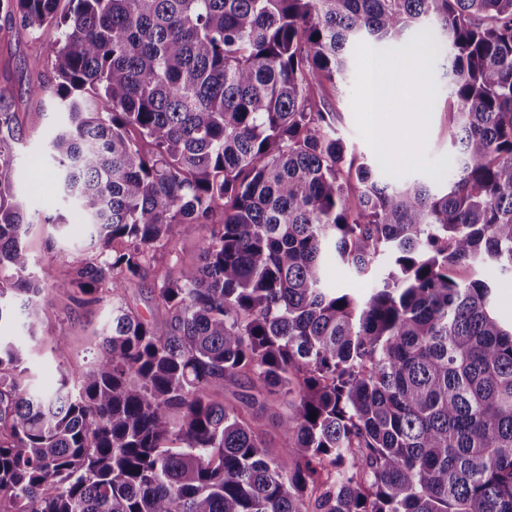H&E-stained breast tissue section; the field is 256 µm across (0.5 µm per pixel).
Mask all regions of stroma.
<instances>
[{"label": "stroma", "instance_id": "obj_1", "mask_svg": "<svg viewBox=\"0 0 512 512\" xmlns=\"http://www.w3.org/2000/svg\"><path fill=\"white\" fill-rule=\"evenodd\" d=\"M58 32L45 28L37 32L23 29L0 14V93L11 97L19 112L25 139L15 150L13 182L15 191L28 197L32 224L21 243L37 267H51L56 278L69 274L73 263L84 258L87 229L77 217H70L66 228L45 223L55 206L46 192L33 189L34 181L49 182L45 169L30 161L43 149V142L58 120L52 92L31 96L32 84L49 87L54 82V48ZM391 61L397 74L414 73L415 80L405 88L400 109L387 115L391 134L399 136L401 149L395 162L383 160L384 146L365 116L363 90L370 55ZM349 72L336 85H325L327 106L337 114L336 134L348 150L371 164L378 177L387 182L421 181L431 186L443 184L457 157L448 136L447 61L443 54L426 49L418 36L395 47L377 46L364 41L350 46ZM422 111L425 122L408 128L403 116ZM111 303L78 305L67 295L47 290L41 306L42 325L37 342L25 339L22 327H4L0 334L13 337L23 348L22 379L35 390L53 392L62 375L89 365L100 342V332L110 317ZM65 337L64 353L54 350L57 337Z\"/></svg>", "mask_w": 512, "mask_h": 512}]
</instances>
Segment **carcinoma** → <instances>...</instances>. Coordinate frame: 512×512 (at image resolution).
Segmentation results:
<instances>
[{
    "instance_id": "carcinoma-1",
    "label": "carcinoma",
    "mask_w": 512,
    "mask_h": 512,
    "mask_svg": "<svg viewBox=\"0 0 512 512\" xmlns=\"http://www.w3.org/2000/svg\"><path fill=\"white\" fill-rule=\"evenodd\" d=\"M0 0L61 32L63 119L42 160L95 253L31 272L0 100V325L46 288L112 298L91 364L37 394L0 337V512H512V0ZM438 24L455 108L445 189L388 183L336 137L321 90L350 44ZM200 262L157 268L174 229ZM333 253L366 297L331 286ZM151 289L163 322L125 305ZM246 380L247 410L215 399ZM279 400L293 452L253 409ZM316 418H311V414ZM200 233L195 224H180L175 229V254L170 257L174 261L178 257L179 266H191L199 260ZM169 258V259H170ZM482 276L496 285L494 304L498 316L506 323L512 322V273L496 263H487ZM260 423L268 432L269 449L274 457L280 460H288L291 448H288V442L285 440L279 429L273 424L270 417L265 415Z\"/></svg>"
}]
</instances>
